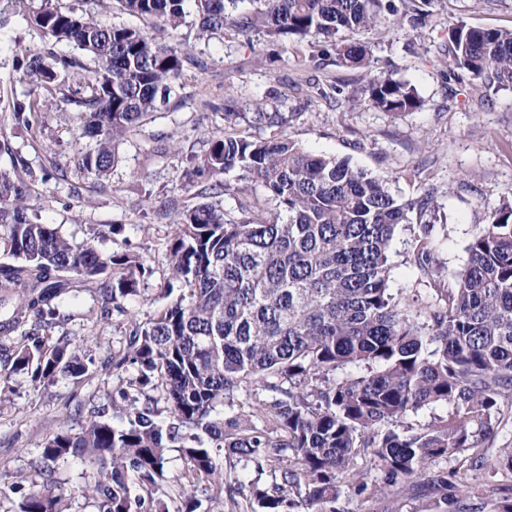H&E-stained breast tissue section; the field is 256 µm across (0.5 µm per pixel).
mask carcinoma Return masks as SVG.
Here are the masks:
<instances>
[{
  "mask_svg": "<svg viewBox=\"0 0 512 512\" xmlns=\"http://www.w3.org/2000/svg\"><path fill=\"white\" fill-rule=\"evenodd\" d=\"M10 2L35 30L94 62L87 95L74 101L84 114L82 135L92 140L81 167L107 176L116 145L170 98L187 52L134 27L104 26L87 12L46 3L30 13L27 0ZM117 2L173 30L191 8L204 38L231 22L274 40L323 43L336 65L361 70L359 86L338 93L392 114L423 106L409 82L375 73L368 45L336 35L385 33L406 21L422 28L435 0H259L258 9L241 12L244 0ZM76 65L66 55L30 53L20 69L46 90ZM437 65L447 78L461 70L485 86L511 88L512 29L460 21L449 28ZM41 111L35 96L12 102L11 118L29 129ZM237 119L256 128L284 124L281 113L259 104L224 113ZM232 172L239 185L219 180ZM190 177L215 180L208 190L218 195L259 185L275 208L247 207L231 218L207 201L182 212L167 252L181 293L135 325L127 349L110 357L117 369L133 366L136 378L119 397L75 409L77 427L42 443L30 474L7 482L12 512H63L52 465L70 457L96 470L85 489L96 512H199L192 488L203 482L223 493L226 454L257 469L288 460L279 483L255 492L263 512H336L343 476L367 489L351 466L363 451L386 486L437 496L450 512L464 509L450 490L465 464L487 465L470 450L495 437L512 403V204L488 215L450 284L432 252L433 225L423 224L413 264L438 299L423 320L391 293L389 245L410 214L421 219L435 210L434 191L403 201L388 177L311 154L283 136H213ZM35 178L18 157L0 168V251L8 256L0 263V400L13 392L17 373L35 390L59 376L80 382L95 357L52 335L65 297L94 284L108 315L140 294L148 271L136 255L98 249L104 232L97 228L76 242L39 221L29 208ZM253 386L271 399L252 414L225 416L236 393ZM433 405L446 406V415L420 428L407 423ZM173 450L185 462L187 489L174 511L162 484ZM448 458L459 467L433 468Z\"/></svg>",
  "mask_w": 512,
  "mask_h": 512,
  "instance_id": "1",
  "label": "carcinoma"
}]
</instances>
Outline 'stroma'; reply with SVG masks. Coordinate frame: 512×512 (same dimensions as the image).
<instances>
[{"instance_id":"stroma-1","label":"stroma","mask_w":512,"mask_h":512,"mask_svg":"<svg viewBox=\"0 0 512 512\" xmlns=\"http://www.w3.org/2000/svg\"><path fill=\"white\" fill-rule=\"evenodd\" d=\"M56 6L89 11L104 24L141 28L160 43L190 48L174 80L175 93L139 123L116 149L111 175L103 181L82 170L79 158L89 145L80 135L75 99L86 94L93 63L81 58L60 81L69 102L43 94L42 120L31 130L16 128L8 103L24 99L27 82L16 67L25 52L48 53L52 39L31 28L0 0V166L18 153L35 173L53 172L48 182L33 185L31 208L40 221L84 239L93 225H117L115 234L98 239L101 250L139 256L148 268L140 297L124 301L122 310L101 318L96 293L80 289L67 297V320L54 335L69 337L92 350L97 359L125 350L133 323H145L166 303L170 282L166 253L183 210L201 202L200 186L189 184L192 157L202 156L208 139L223 133L254 138L286 135L314 154L347 158L375 175L391 177L392 192L414 199L434 190L438 207L434 257L447 278L466 265L467 246L486 215L512 202V89L496 90L469 76L445 80L435 54L448 40V29L463 21L484 28H512V0H445L422 33L404 26L387 34L374 30L346 33L349 41L367 43L379 73L409 81L424 100L420 110L392 115L345 100L337 87L359 83L355 69L337 66L311 42H269L258 34L242 35L235 26L212 38H201L196 26L183 24L169 32L149 18L120 11L116 0H54ZM281 113V127L254 128L225 122L228 112L253 111L255 103ZM420 235L418 221L400 225L391 243L390 285L401 305L419 309L429 287L410 262ZM134 368L97 369L81 383L60 380L33 390L25 376L15 379L16 392L0 403V474L27 472L43 439L68 420L75 404L89 395L104 396L126 388ZM367 485L358 491L339 483L337 512H435L437 500L413 494H379L382 472L368 459L355 458ZM225 493L210 499L197 490L205 512H261L253 487L269 488L278 465L263 472L223 460ZM54 476L64 498V512H94L82 494L95 471L79 460L58 462ZM467 503L491 512L495 502L512 494V473H473Z\"/></svg>"}]
</instances>
